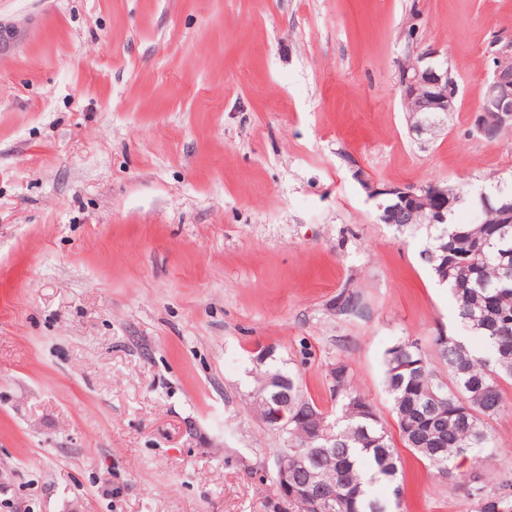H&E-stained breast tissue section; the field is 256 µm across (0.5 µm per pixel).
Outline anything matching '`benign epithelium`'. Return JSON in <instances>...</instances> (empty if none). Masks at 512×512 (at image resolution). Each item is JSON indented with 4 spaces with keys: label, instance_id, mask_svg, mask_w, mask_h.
<instances>
[{
    "label": "benign epithelium",
    "instance_id": "benign-epithelium-1",
    "mask_svg": "<svg viewBox=\"0 0 512 512\" xmlns=\"http://www.w3.org/2000/svg\"><path fill=\"white\" fill-rule=\"evenodd\" d=\"M495 57L497 64L483 77L488 103L477 105L471 120L473 132L488 142L512 131V43H504ZM445 60L439 49L430 47L400 75L402 96L415 101L408 123L417 135L447 124L448 115L456 111L459 90L453 85ZM363 186L369 197L390 202L386 207L380 206L379 220L383 224H401L415 209L426 216L427 223L442 224L448 220V209L454 203L444 182L381 184L365 180ZM292 466L293 461L286 455L274 458V474L281 496L301 499L308 491L294 485Z\"/></svg>",
    "mask_w": 512,
    "mask_h": 512
}]
</instances>
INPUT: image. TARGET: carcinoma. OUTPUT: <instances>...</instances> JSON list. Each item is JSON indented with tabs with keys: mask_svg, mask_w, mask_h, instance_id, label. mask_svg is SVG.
<instances>
[{
	"mask_svg": "<svg viewBox=\"0 0 512 512\" xmlns=\"http://www.w3.org/2000/svg\"><path fill=\"white\" fill-rule=\"evenodd\" d=\"M479 218L470 224L453 221L434 224L421 261L438 276L440 249L448 245V281L456 318L481 341L474 349L467 340L439 332L429 345L403 338L386 350V392L397 434L387 430L377 411L365 418L356 407L368 400L349 383V367L339 360L329 371V391L337 416L330 420L333 439L323 445L308 441L299 417L328 415L303 390L293 373L264 372L272 381L263 396L254 399L258 415L282 433L283 445L274 454L288 451L301 462L300 481L313 473L322 487L336 489L327 506L310 501V507L288 504V512H387L369 493L385 482L393 487L395 508H400L398 483L401 460L397 445L412 451L438 473L454 478L457 460L474 448L492 445L491 422L505 404L504 386H512V224L497 223L496 206L477 196L471 201ZM441 362L434 367L431 357ZM288 406V423L273 421L268 412ZM475 503L474 512H492V503H512V480L505 477L498 488L487 486L485 474L472 470L460 475Z\"/></svg>",
	"mask_w": 512,
	"mask_h": 512,
	"instance_id": "carcinoma-1",
	"label": "carcinoma"
}]
</instances>
